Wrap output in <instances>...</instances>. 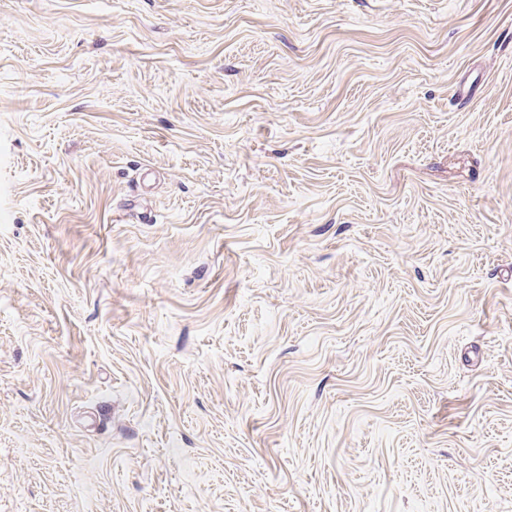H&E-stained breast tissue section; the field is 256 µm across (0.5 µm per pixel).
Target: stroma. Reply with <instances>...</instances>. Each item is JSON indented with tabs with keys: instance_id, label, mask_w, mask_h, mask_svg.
I'll return each instance as SVG.
<instances>
[{
	"instance_id": "obj_1",
	"label": "stroma",
	"mask_w": 512,
	"mask_h": 512,
	"mask_svg": "<svg viewBox=\"0 0 512 512\" xmlns=\"http://www.w3.org/2000/svg\"><path fill=\"white\" fill-rule=\"evenodd\" d=\"M0 512H512V0H0Z\"/></svg>"
}]
</instances>
